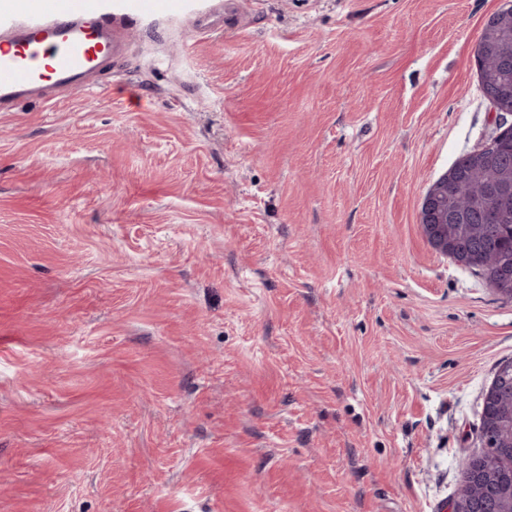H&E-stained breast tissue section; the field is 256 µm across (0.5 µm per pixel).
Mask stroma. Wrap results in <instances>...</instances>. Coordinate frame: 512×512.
Masks as SVG:
<instances>
[{"mask_svg": "<svg viewBox=\"0 0 512 512\" xmlns=\"http://www.w3.org/2000/svg\"><path fill=\"white\" fill-rule=\"evenodd\" d=\"M0 112V512H448L512 302L428 188L503 0H192Z\"/></svg>", "mask_w": 512, "mask_h": 512, "instance_id": "35a3bbf8", "label": "stroma"}]
</instances>
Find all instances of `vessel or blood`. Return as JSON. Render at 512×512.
I'll use <instances>...</instances> for the list:
<instances>
[{
    "label": "vessel or blood",
    "instance_id": "obj_1",
    "mask_svg": "<svg viewBox=\"0 0 512 512\" xmlns=\"http://www.w3.org/2000/svg\"><path fill=\"white\" fill-rule=\"evenodd\" d=\"M185 8L186 0H0V112L38 87L83 86L110 32Z\"/></svg>",
    "mask_w": 512,
    "mask_h": 512
}]
</instances>
